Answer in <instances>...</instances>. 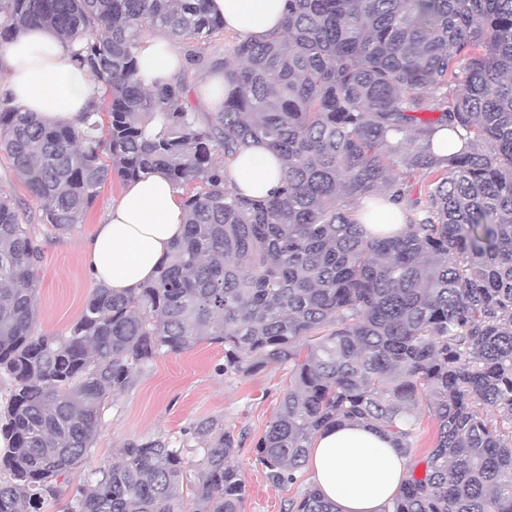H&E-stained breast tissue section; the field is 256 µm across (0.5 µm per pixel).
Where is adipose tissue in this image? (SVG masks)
I'll use <instances>...</instances> for the list:
<instances>
[{
  "mask_svg": "<svg viewBox=\"0 0 512 512\" xmlns=\"http://www.w3.org/2000/svg\"><path fill=\"white\" fill-rule=\"evenodd\" d=\"M226 31L262 40L280 30L288 0H209ZM144 86L172 81L186 57L162 36L138 49ZM102 83L73 55L72 46L38 27L21 31L0 52V94L42 121L79 126L98 103ZM227 174L244 196L263 199L282 182L283 166L265 142L243 147ZM178 191L164 171L127 183L96 234L82 245L88 275L125 293L153 280L171 244L185 230ZM307 466L325 499L338 512H383L409 476L407 459L389 436L362 425L332 427L310 448Z\"/></svg>",
  "mask_w": 512,
  "mask_h": 512,
  "instance_id": "obj_1",
  "label": "adipose tissue"
}]
</instances>
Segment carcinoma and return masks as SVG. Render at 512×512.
Segmentation results:
<instances>
[{
	"instance_id": "cac0c4a2",
	"label": "carcinoma",
	"mask_w": 512,
	"mask_h": 512,
	"mask_svg": "<svg viewBox=\"0 0 512 512\" xmlns=\"http://www.w3.org/2000/svg\"><path fill=\"white\" fill-rule=\"evenodd\" d=\"M208 2L0 0V49L48 28L105 86L81 128L0 100V152L41 221L72 230L109 179L159 169L185 212L156 278L96 286L62 337L35 330L40 249L0 194V512H183L187 498L241 512L240 440L221 417L126 441L61 503L105 405L157 355L200 342L224 346L226 376L288 368L256 446L272 484H293L317 436L349 422L411 455L425 407L434 447L383 512H512V0H288L281 31L237 39L220 64ZM157 33L189 66L146 89L135 51ZM207 69L227 87L202 120L187 94ZM255 139L283 164L268 199L226 179ZM386 193L405 229L368 237L358 203ZM282 512L336 505L312 486Z\"/></svg>"
}]
</instances>
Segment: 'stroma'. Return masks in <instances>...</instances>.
Returning <instances> with one entry per match:
<instances>
[{"label":"stroma","instance_id":"1","mask_svg":"<svg viewBox=\"0 0 512 512\" xmlns=\"http://www.w3.org/2000/svg\"><path fill=\"white\" fill-rule=\"evenodd\" d=\"M122 190L119 178L108 180L82 222L73 230L58 231L42 223L41 202L27 189L7 155L0 153V191L18 202L21 219L30 225L41 250L37 330L64 336L80 316L94 287L85 272L81 244L102 223ZM223 362V346L207 342L179 354L155 357L106 408L90 466L118 461L127 440L158 435L175 439L189 424L220 417L243 438L236 459L246 489L242 512H281L285 498L303 494L312 484L304 469L295 485L275 486L256 460V445L288 387V370L271 365L231 378L224 376Z\"/></svg>","mask_w":512,"mask_h":512}]
</instances>
